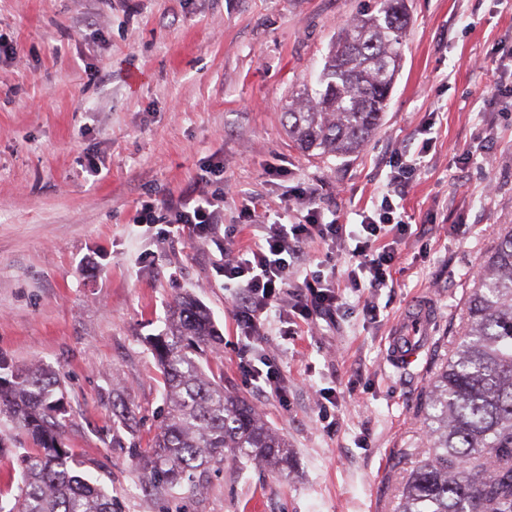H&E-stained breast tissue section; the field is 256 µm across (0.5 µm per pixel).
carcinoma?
Returning <instances> with one entry per match:
<instances>
[{
	"instance_id": "cac0c4a2",
	"label": "carcinoma",
	"mask_w": 512,
	"mask_h": 512,
	"mask_svg": "<svg viewBox=\"0 0 512 512\" xmlns=\"http://www.w3.org/2000/svg\"><path fill=\"white\" fill-rule=\"evenodd\" d=\"M409 0H374L336 33L315 94L288 103V139L310 154L349 157L379 131L402 66ZM221 336L193 296L173 301L167 332L149 338L164 378L166 408L144 488L159 496L229 449L263 466L288 460L285 441L255 406L224 391L201 363ZM61 381L49 367L0 361V426L20 429L34 451L22 456L18 494L0 512H112L62 441L68 418ZM428 456L409 474L397 512H512V224L471 288L465 328L425 396Z\"/></svg>"
}]
</instances>
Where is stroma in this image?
I'll use <instances>...</instances> for the list:
<instances>
[{"label":"stroma","mask_w":512,"mask_h":512,"mask_svg":"<svg viewBox=\"0 0 512 512\" xmlns=\"http://www.w3.org/2000/svg\"><path fill=\"white\" fill-rule=\"evenodd\" d=\"M365 0H0V357L59 372L66 448L116 512H395L428 453L425 391L462 331L468 290L512 224V100L487 105L483 61L512 52V0H411L403 68L383 125L356 156L318 158L288 140L283 112L314 80L336 31ZM432 145L400 201L413 233L376 319L356 297L331 320L246 348L225 283L224 245L253 240L241 210L278 218L315 192L358 222L380 205L398 156ZM99 174L91 176L88 162ZM220 192L222 225L198 239L139 224L142 205ZM232 238H225V230ZM192 294L223 341L207 370L245 396L288 445L271 472L225 455L165 496L140 468L160 424L163 379L146 337ZM427 347L396 369L385 348L421 299ZM268 358L285 397L261 396L243 366ZM336 401L329 419L321 394ZM131 408L124 419L115 407ZM0 453V496L17 492L28 442Z\"/></svg>","instance_id":"obj_1"}]
</instances>
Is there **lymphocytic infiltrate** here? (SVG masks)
<instances>
[{"label":"lymphocytic infiltrate","mask_w":512,"mask_h":512,"mask_svg":"<svg viewBox=\"0 0 512 512\" xmlns=\"http://www.w3.org/2000/svg\"><path fill=\"white\" fill-rule=\"evenodd\" d=\"M416 155L395 165L387 183V194L379 208L361 212L357 224L341 223L339 218L325 219L324 209L314 194H306L302 215L288 222L257 225L252 245L225 256L224 278L237 282L242 296L235 306V317L247 347H257L265 338L263 314L278 305L281 321L291 324L311 321L314 316L334 317L342 305L335 272L307 268L308 243L321 241L327 247L326 259L336 252L347 258L346 282L352 291L362 293V309L375 316L370 294L388 287L395 265L401 257L400 246L409 226L394 217V198L404 197L409 179L422 166ZM219 195H196L194 200L165 205L164 217H157L153 204L142 207L138 222L181 226L189 235L204 238L214 233L221 222Z\"/></svg>","instance_id":"lymphocytic-infiltrate-1"}]
</instances>
